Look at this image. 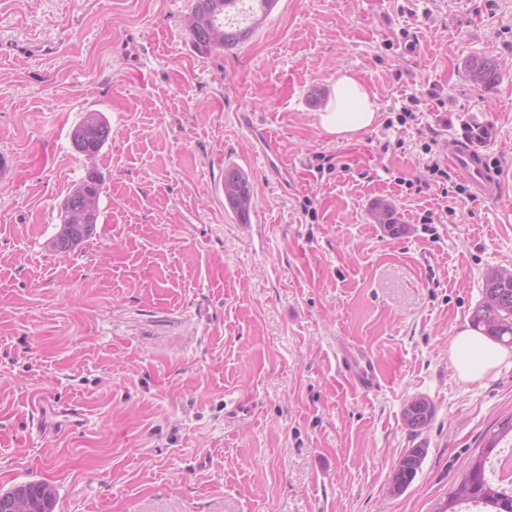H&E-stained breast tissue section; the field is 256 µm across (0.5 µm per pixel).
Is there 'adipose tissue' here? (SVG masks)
Instances as JSON below:
<instances>
[{
  "label": "adipose tissue",
  "instance_id": "ef3b65f1",
  "mask_svg": "<svg viewBox=\"0 0 512 512\" xmlns=\"http://www.w3.org/2000/svg\"><path fill=\"white\" fill-rule=\"evenodd\" d=\"M378 117L375 94L356 74L348 71L337 76L329 100L317 114L318 124L325 133L346 141L372 128ZM449 359L461 380L473 381L512 361V350L467 324L456 328Z\"/></svg>",
  "mask_w": 512,
  "mask_h": 512
}]
</instances>
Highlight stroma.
Segmentation results:
<instances>
[{"label": "stroma", "instance_id": "1", "mask_svg": "<svg viewBox=\"0 0 512 512\" xmlns=\"http://www.w3.org/2000/svg\"><path fill=\"white\" fill-rule=\"evenodd\" d=\"M189 3L0 0V491L48 483L54 512H441L512 413V365L464 382L448 360L486 273L512 270V0H277L208 56ZM473 56L495 82L469 78ZM345 70L379 106L349 142L316 121ZM91 110L112 136L88 158L71 132ZM477 125L498 200L458 193L454 171L447 191L413 188ZM229 164L255 188L251 224L225 206ZM91 169L96 228L55 252ZM379 200L399 235L371 218ZM342 342L371 351L378 393L340 373ZM418 397L434 413L414 432ZM412 448L422 465L393 494ZM470 78L480 84H490L496 80V66L486 57H473L467 63ZM103 183L98 187H93L88 184L86 181V177L81 181V183L70 192L67 197L63 201L64 206H71L73 208L79 207L83 205V195L86 192H94L96 194V200L93 202L95 206V210L92 213V217H94L95 224L97 223V218L99 215V203L100 198L103 191ZM90 211H87L85 215H80L72 208H63L60 211V221L59 230L53 236L51 240V246L56 252H68L72 251L76 248L82 241L88 238L94 230L95 224H87V215ZM80 222L85 225H74V222Z\"/></svg>", "mask_w": 512, "mask_h": 512}]
</instances>
